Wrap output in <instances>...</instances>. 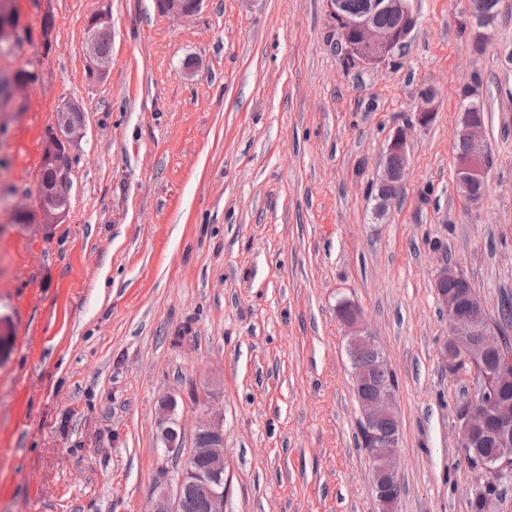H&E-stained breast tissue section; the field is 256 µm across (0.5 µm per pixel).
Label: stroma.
Wrapping results in <instances>:
<instances>
[{"label": "stroma", "instance_id": "stroma-1", "mask_svg": "<svg viewBox=\"0 0 512 512\" xmlns=\"http://www.w3.org/2000/svg\"><path fill=\"white\" fill-rule=\"evenodd\" d=\"M29 36L0 72L40 82L0 116V512H148L159 405L193 428L224 416V512H379L336 304L354 301L397 380L394 512H468L478 477L448 372L437 259L488 315L512 294V0L483 45L470 0H418L407 46L343 63L327 0H15ZM54 43L34 32L43 8ZM110 13L112 62L90 82L88 16ZM473 85L492 150L487 194L455 178ZM435 118L419 127L418 94ZM78 101L70 220L35 211L46 130ZM399 197L374 216L395 130ZM203 0H155L157 10L172 17H185L196 13Z\"/></svg>", "mask_w": 512, "mask_h": 512}]
</instances>
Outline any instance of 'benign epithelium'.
Listing matches in <instances>:
<instances>
[{"instance_id": "1", "label": "benign epithelium", "mask_w": 512, "mask_h": 512, "mask_svg": "<svg viewBox=\"0 0 512 512\" xmlns=\"http://www.w3.org/2000/svg\"><path fill=\"white\" fill-rule=\"evenodd\" d=\"M203 0H155L157 10L172 17H185L196 13ZM331 12L336 19V28L346 52L358 56L364 64L374 65L394 57L407 44L418 25L419 14L415 0H370L369 10L360 17L345 13L344 0H329ZM380 13H391L400 18V26L387 29L379 25L375 17ZM472 16L478 27H485L495 16V0H476L472 3ZM93 22L86 25L85 53L87 73L91 79H101L109 68V60L101 56L94 41L92 27L95 24L110 25L109 14L96 11ZM23 33L12 11V5L0 12V45L11 46L18 42ZM37 74L1 81L0 86L8 88V99L24 95L36 82ZM423 106L417 111V124L425 127L433 120L434 99L422 95ZM459 131L469 144L468 153L456 160V182L460 193L470 204L477 206L486 193V175L492 160L488 146L479 140L483 122L479 116L464 112L459 116ZM85 134L84 110L75 101L62 104L57 111L55 126L44 142L42 169L53 172L50 182L40 183L39 219L42 224H63L69 213L72 189V158L69 146L82 139ZM405 168L383 167L379 185L383 189L380 203L388 206L400 193ZM437 283L458 282L461 287L469 281L444 257L439 259ZM440 310L448 315V343L443 360L449 371H462L460 362H465L469 371L482 378L486 373L485 353L491 349L499 351L493 366V373L503 379L512 377V350L503 347L502 333L487 322L483 303L475 293L436 289ZM338 315L349 336L348 355L355 381V394L359 406V431L362 446L373 463L372 489L382 508L388 510L391 504L385 497V487L396 481L398 476L395 459L400 433L396 430V389L390 383L373 385L369 367L360 364L355 357L359 347L370 350L377 362L388 365L384 352L376 343L365 323L359 307L344 301L338 307ZM173 399L162 403L160 437L164 454L173 466L164 468L155 485L149 512H181V500L189 488L200 486L209 493L210 512H224V427L222 420L208 415L199 420L192 433L185 432L171 408ZM460 422L459 442L464 454L470 456L467 464L482 474L483 481L474 486L480 496L488 487L512 485V405L503 400L497 389L483 386L470 398L462 401L458 408ZM492 422L490 438L493 450L488 455L469 451L471 436L475 428ZM201 454L209 461L205 470L190 465L196 455Z\"/></svg>"}]
</instances>
